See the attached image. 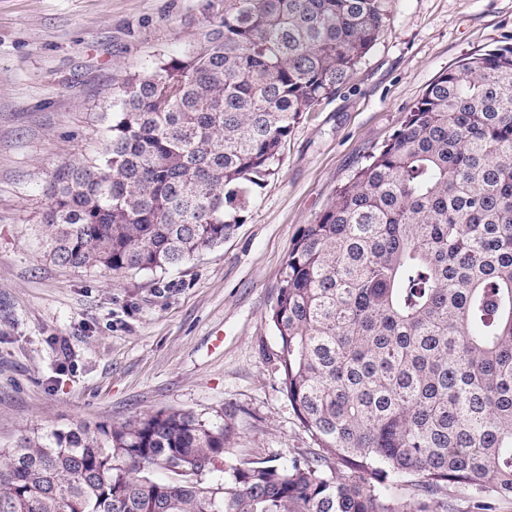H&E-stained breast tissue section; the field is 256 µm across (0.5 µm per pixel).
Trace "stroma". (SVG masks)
I'll use <instances>...</instances> for the list:
<instances>
[{"instance_id":"obj_1","label":"stroma","mask_w":512,"mask_h":512,"mask_svg":"<svg viewBox=\"0 0 512 512\" xmlns=\"http://www.w3.org/2000/svg\"><path fill=\"white\" fill-rule=\"evenodd\" d=\"M224 0H0V448L160 410L224 423L225 463L316 452L268 320L293 241L443 72L512 36V0H391L349 84L304 114L223 245L157 274L58 266L51 172L92 152L126 73L180 56Z\"/></svg>"}]
</instances>
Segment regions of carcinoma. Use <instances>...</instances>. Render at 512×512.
<instances>
[{
    "mask_svg": "<svg viewBox=\"0 0 512 512\" xmlns=\"http://www.w3.org/2000/svg\"><path fill=\"white\" fill-rule=\"evenodd\" d=\"M390 2L224 0L181 56L113 85L96 154L52 171L45 255L156 274L224 244ZM270 320L321 453L226 470L230 430L182 410L33 433L0 448V512H448L451 498L490 512L512 498V43L439 75L300 230Z\"/></svg>",
    "mask_w": 512,
    "mask_h": 512,
    "instance_id": "1",
    "label": "carcinoma"
}]
</instances>
